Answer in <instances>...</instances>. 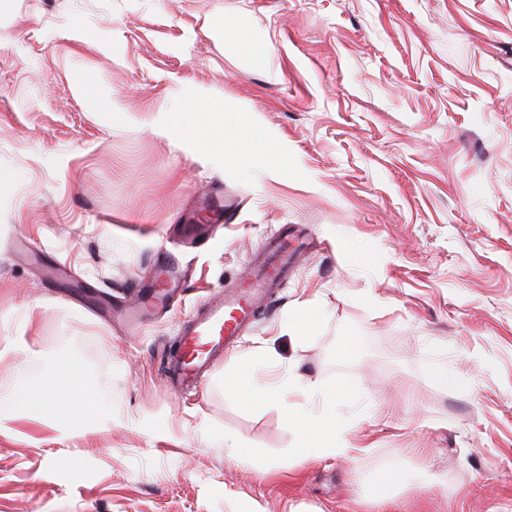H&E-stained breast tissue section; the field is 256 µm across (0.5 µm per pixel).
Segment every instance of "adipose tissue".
<instances>
[{"label":"adipose tissue","mask_w":512,"mask_h":512,"mask_svg":"<svg viewBox=\"0 0 512 512\" xmlns=\"http://www.w3.org/2000/svg\"><path fill=\"white\" fill-rule=\"evenodd\" d=\"M159 130L180 134L193 148L247 174L278 175L286 171L283 155L264 130L226 109L223 101L205 97L194 89L184 91L175 108L161 112ZM227 383L233 396L252 405L281 401L297 392H312L319 397L320 411L288 412V422L297 430L289 461L308 463L328 456L353 461L363 453V446L353 444L350 439L353 424L336 416V402L348 398V390L313 388L292 371L284 373L276 382L261 385L251 376L249 359L240 354L230 360ZM83 411V373L73 363L61 365L50 378L37 385L0 386V424L33 412L61 431L72 417Z\"/></svg>","instance_id":"adipose-tissue-1"}]
</instances>
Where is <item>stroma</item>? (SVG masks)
<instances>
[{
    "label": "stroma",
    "instance_id": "obj_1",
    "mask_svg": "<svg viewBox=\"0 0 512 512\" xmlns=\"http://www.w3.org/2000/svg\"><path fill=\"white\" fill-rule=\"evenodd\" d=\"M84 75L124 123L83 99ZM188 88L264 129L287 172L225 170L159 133ZM0 170V383L73 362L86 388L68 438L0 425V512H379L389 465L409 480L391 512H512V0H0ZM228 201L226 222L195 225L177 293L130 328L145 270ZM291 229L318 246L234 350L258 380L352 390L371 446L354 462L284 465V407L305 398H233L226 357L198 390L166 379L180 325ZM304 302L322 316L302 337ZM235 448L267 471L230 464ZM405 482V474L399 466L392 465L379 471L371 492L372 500L378 505L390 504L397 488Z\"/></svg>",
    "mask_w": 512,
    "mask_h": 512
}]
</instances>
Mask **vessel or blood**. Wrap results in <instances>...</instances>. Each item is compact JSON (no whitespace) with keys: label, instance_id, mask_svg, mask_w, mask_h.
Masks as SVG:
<instances>
[{"label":"vessel or blood","instance_id":"vessel-or-blood-1","mask_svg":"<svg viewBox=\"0 0 512 512\" xmlns=\"http://www.w3.org/2000/svg\"><path fill=\"white\" fill-rule=\"evenodd\" d=\"M304 247V242L283 237L265 243L263 261L251 278L233 291L213 296L200 315L180 329L170 361L175 387L190 389L198 385L213 355L232 343L253 321L259 305L270 298L272 288Z\"/></svg>","mask_w":512,"mask_h":512}]
</instances>
